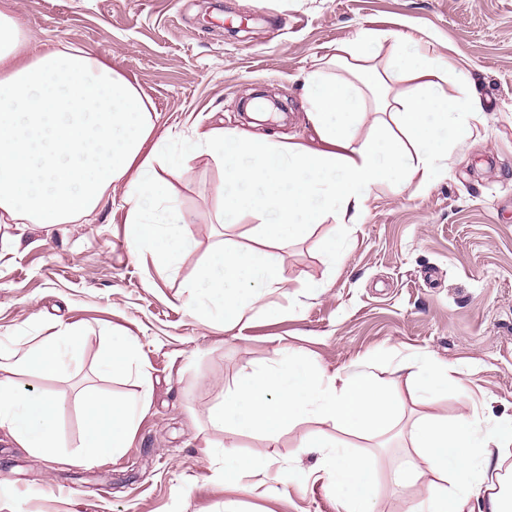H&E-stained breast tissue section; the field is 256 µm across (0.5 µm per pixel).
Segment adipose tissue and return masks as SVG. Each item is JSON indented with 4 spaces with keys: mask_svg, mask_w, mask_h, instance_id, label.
Returning a JSON list of instances; mask_svg holds the SVG:
<instances>
[{
    "mask_svg": "<svg viewBox=\"0 0 512 512\" xmlns=\"http://www.w3.org/2000/svg\"><path fill=\"white\" fill-rule=\"evenodd\" d=\"M385 37L391 50L380 69L370 63L371 47ZM385 37L368 31L337 47L334 62L346 66L350 78L330 79L319 69L307 76V117L322 143L312 149L235 129L196 128L181 139L157 133L149 97L122 72L72 42L27 55L21 23L0 11V223H88L122 183L131 254L150 249L170 267L195 240L158 171L208 156L224 170L216 223L255 218L258 245L221 249L192 289L195 301L214 304L226 325H237L268 295L285 292L279 248L312 225L334 220L341 233L325 254L336 265L374 188L431 184L447 171L454 145L473 136L482 105L468 75L409 35ZM396 81L407 82L408 90L394 91ZM450 82L456 94L446 92ZM370 102L376 116L367 135L356 138L353 127ZM80 354L81 338L70 332L22 338L0 349V428L20 447L59 456L60 405L19 392L15 375H53ZM402 367L426 368V376L414 380L419 394L459 385L429 353L409 356ZM104 368L145 379L136 338L113 337ZM81 404L84 431L68 460L89 465L130 447L148 402L143 396L117 402L89 389ZM405 435V460L393 484L418 485L407 512H512V498L497 490L490 472L512 448V418L483 427L464 412L452 419L424 415ZM303 444L320 450L319 464L279 468L281 484L303 493L320 482L335 494L341 512H377L379 475L367 457L321 432ZM268 468L263 457L246 459L224 449L225 487L253 491ZM476 496L481 504H473Z\"/></svg>",
    "mask_w": 512,
    "mask_h": 512,
    "instance_id": "obj_1",
    "label": "adipose tissue"
}]
</instances>
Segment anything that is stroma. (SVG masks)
<instances>
[{
    "instance_id": "35a3bbf8",
    "label": "stroma",
    "mask_w": 512,
    "mask_h": 512,
    "mask_svg": "<svg viewBox=\"0 0 512 512\" xmlns=\"http://www.w3.org/2000/svg\"><path fill=\"white\" fill-rule=\"evenodd\" d=\"M2 9L20 20L30 52L76 40L110 58L150 97L159 129L175 133L198 124L317 145L304 77L318 68L341 75L329 63L337 44L364 30L428 42L469 71L483 111L434 184L371 192L336 270L324 250L337 223L313 225L279 250L289 294L271 295L277 313L254 309L229 330L207 320L211 304L189 303L188 285L222 243L254 246L255 221L213 223L224 172L207 156L164 174L196 241L173 269L148 253L130 255L120 188L90 224L0 223V346L67 327L84 336L66 370L15 378L20 392L61 405L62 452L80 444L85 388L119 400L151 392L131 447L91 466L28 452L0 428V512H224L233 498L239 512H261L269 504L263 491H225L224 459L208 440L308 468L319 456L302 440L321 429L380 473V512H403L414 492L394 493L390 477L402 455L381 438L314 421L272 444L243 429L211 430L208 413L235 377L274 364L284 347L330 373L363 366L402 393L399 364L428 351L466 390L406 402L402 422L425 412L455 416L469 395L483 422L512 416V0H0ZM256 90L282 103L281 120H252L244 101ZM115 334L138 339L149 388L102 372ZM277 491L278 512H338L323 486Z\"/></svg>"
}]
</instances>
